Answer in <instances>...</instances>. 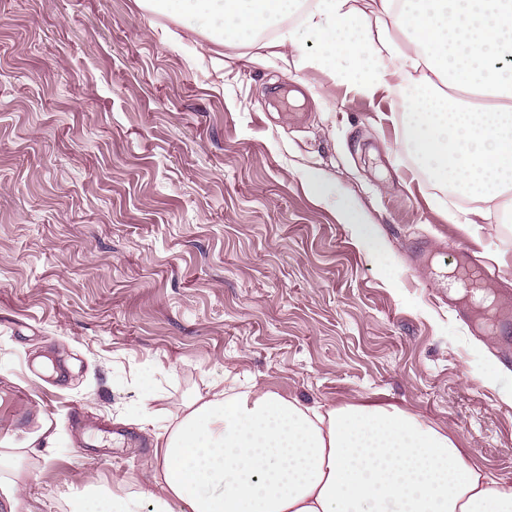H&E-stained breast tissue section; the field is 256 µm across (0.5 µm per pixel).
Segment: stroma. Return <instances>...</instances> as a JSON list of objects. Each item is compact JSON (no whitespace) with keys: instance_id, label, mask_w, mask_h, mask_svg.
<instances>
[{"instance_id":"1","label":"stroma","mask_w":512,"mask_h":512,"mask_svg":"<svg viewBox=\"0 0 512 512\" xmlns=\"http://www.w3.org/2000/svg\"><path fill=\"white\" fill-rule=\"evenodd\" d=\"M204 29L137 0H0V404L22 410L0 446L20 512L148 486L170 411L224 376L395 407L512 486V268L489 257L512 234L449 223L389 119L402 89L350 90L307 36L260 64L242 42L205 55ZM345 224H352L357 240L360 244L369 247L377 260H383L385 251L378 239L373 225L362 223L361 218L353 209L345 210L341 215Z\"/></svg>"}]
</instances>
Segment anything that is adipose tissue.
<instances>
[{
  "mask_svg": "<svg viewBox=\"0 0 512 512\" xmlns=\"http://www.w3.org/2000/svg\"><path fill=\"white\" fill-rule=\"evenodd\" d=\"M208 19L212 46L258 39L299 51L286 21L298 0H138ZM301 12V11H298ZM301 29L318 64L348 55L347 85L366 94L415 87L403 144L428 178L471 200L467 224L512 232V0H315ZM156 443L154 485L113 496L92 485L73 512H512V487L469 464L453 439L383 406H306L252 384H212L179 405Z\"/></svg>",
  "mask_w": 512,
  "mask_h": 512,
  "instance_id": "adipose-tissue-1",
  "label": "adipose tissue"
}]
</instances>
